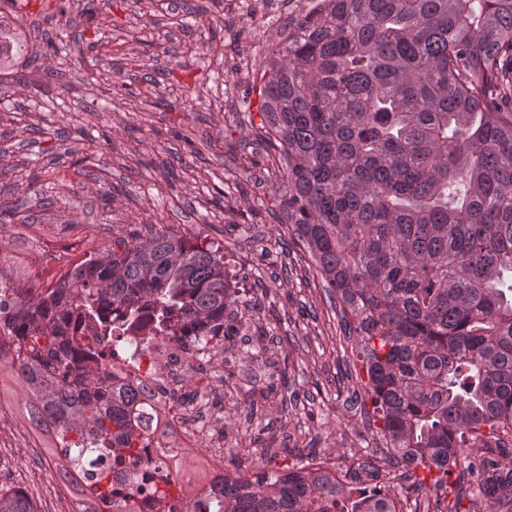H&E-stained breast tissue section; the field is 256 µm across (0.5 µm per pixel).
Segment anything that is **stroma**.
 <instances>
[{"instance_id": "stroma-1", "label": "stroma", "mask_w": 512, "mask_h": 512, "mask_svg": "<svg viewBox=\"0 0 512 512\" xmlns=\"http://www.w3.org/2000/svg\"><path fill=\"white\" fill-rule=\"evenodd\" d=\"M7 5L28 39L12 72H0V201H26L29 224L0 226V271L50 282L61 263L103 249L145 225L221 247L258 301L287 385L266 397L238 392L224 412L244 431L286 439L293 457L330 452L337 469L370 483L360 464L376 438L352 407L367 374L352 351L305 250L278 223L265 172L275 151L254 75L290 11L312 0H74L69 26L55 0ZM60 45L44 55L46 43ZM30 397L0 364V488H24L52 512L57 448L38 444Z\"/></svg>"}]
</instances>
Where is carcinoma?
<instances>
[{
    "mask_svg": "<svg viewBox=\"0 0 512 512\" xmlns=\"http://www.w3.org/2000/svg\"><path fill=\"white\" fill-rule=\"evenodd\" d=\"M288 17L262 74L263 140L279 154L280 214L314 260L368 375L386 463L453 474L489 506L512 504V0H315ZM0 16V70L24 51ZM240 298L224 253L152 227L87 253L45 288L0 279V362L39 398L69 482L112 504L104 459L140 463L139 430L168 437L148 392L71 335L98 323L111 346L152 320L184 352L224 348ZM118 313L123 335L105 318ZM246 383L274 377L242 361ZM190 512H404L308 460L226 474ZM0 512H39L22 488Z\"/></svg>",
    "mask_w": 512,
    "mask_h": 512,
    "instance_id": "carcinoma-1",
    "label": "carcinoma"
}]
</instances>
